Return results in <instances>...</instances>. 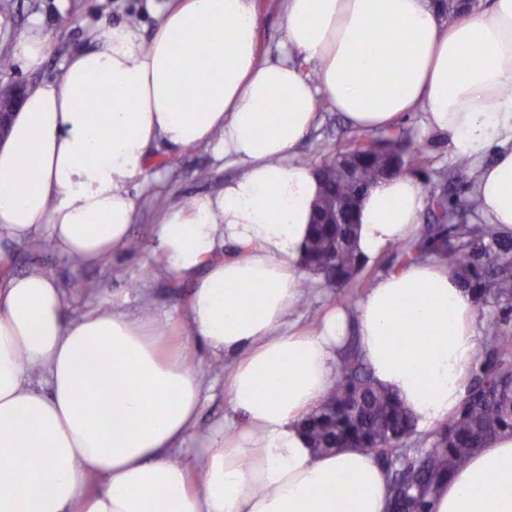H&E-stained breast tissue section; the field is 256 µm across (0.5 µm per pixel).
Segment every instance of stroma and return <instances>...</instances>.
<instances>
[{
    "label": "stroma",
    "instance_id": "1",
    "mask_svg": "<svg viewBox=\"0 0 512 512\" xmlns=\"http://www.w3.org/2000/svg\"><path fill=\"white\" fill-rule=\"evenodd\" d=\"M130 22L139 26L144 36H152L154 20L145 0H15L13 11L0 16V55L12 58L14 45L23 36L47 39L49 49L35 70L23 69L12 59L8 69L0 70V85L30 87L53 80L68 56L96 47L106 26ZM319 112L316 128L297 148L298 159L311 165L333 154L353 134L340 114L325 106ZM402 125L424 145V166L415 171L416 179L425 180L431 169L453 167L446 136L426 130L421 114H409ZM236 172L229 160L216 158L203 147L173 153L163 146L153 147L148 179L133 191L137 207L129 236L140 241L141 249L113 257L110 273H103L95 265L71 264L42 238L9 248L8 272L22 274L39 269L51 273L65 292L69 315L77 316L115 302L124 303L134 314L147 309L169 336L190 349L195 362L206 370L209 389L200 406L197 433L184 442V456L189 460L194 457L199 435L224 422V376L211 370L207 352L184 332L191 288L170 276L157 254L156 232L164 207L158 206L157 201L166 199L171 206L188 204L223 187ZM305 280L301 301L288 316L289 321L302 328L311 327L336 304L335 289L326 287L320 277L309 274Z\"/></svg>",
    "mask_w": 512,
    "mask_h": 512
}]
</instances>
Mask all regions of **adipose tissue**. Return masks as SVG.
<instances>
[{
	"instance_id": "ef3b65f1",
	"label": "adipose tissue",
	"mask_w": 512,
	"mask_h": 512,
	"mask_svg": "<svg viewBox=\"0 0 512 512\" xmlns=\"http://www.w3.org/2000/svg\"><path fill=\"white\" fill-rule=\"evenodd\" d=\"M148 2L151 40L110 27L59 80L28 90L0 144V242L42 234L59 255L97 262L127 243L130 189L145 182L152 145L230 158L238 176L168 209L157 230L166 271L192 287L193 336L234 358L230 412L202 438L205 466L192 476L181 445L204 383L185 350L118 306L66 318L49 273L1 279L0 462L11 469L0 471V512H387L374 454L318 453L299 423L334 387L350 335L418 430L445 423L471 383L477 306L429 260L379 277L313 332L285 330L319 190L295 149L323 105L362 133L423 112L452 156L479 163L485 223L512 230V0L452 19L434 0H283L274 60L260 53L255 0ZM426 205L410 175L373 186L358 212L360 253L411 237ZM228 241L240 248L229 258ZM432 510L512 512V434L454 472Z\"/></svg>"
}]
</instances>
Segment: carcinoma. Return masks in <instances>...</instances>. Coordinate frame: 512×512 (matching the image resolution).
Instances as JSON below:
<instances>
[{
	"mask_svg": "<svg viewBox=\"0 0 512 512\" xmlns=\"http://www.w3.org/2000/svg\"><path fill=\"white\" fill-rule=\"evenodd\" d=\"M423 146L404 132L371 139L354 136L318 166L323 224L310 225L300 265L336 289L339 304L352 305L345 289L366 264L356 247L357 211L367 189L418 167ZM470 161L455 162L428 176L429 221L398 244L393 268L428 258L445 262L478 304L512 303V232L476 220L480 203L459 199L450 183L469 178ZM478 369L456 413L430 434V447H408L416 435L411 415L379 389L359 351L346 350L339 379L320 407L302 421L304 434L320 450L365 448L384 467L389 512H431V500L451 474L480 448L512 432V335L497 329L477 352Z\"/></svg>",
	"mask_w": 512,
	"mask_h": 512,
	"instance_id": "cac0c4a2",
	"label": "carcinoma"
}]
</instances>
